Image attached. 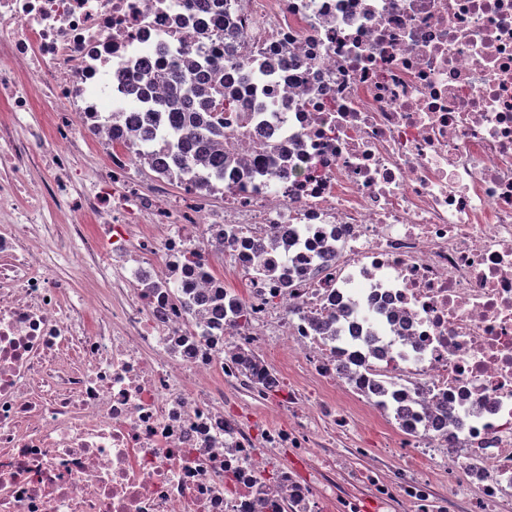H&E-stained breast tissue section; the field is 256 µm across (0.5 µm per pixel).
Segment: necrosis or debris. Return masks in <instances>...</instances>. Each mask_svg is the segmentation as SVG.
Wrapping results in <instances>:
<instances>
[{
  "label": "necrosis or debris",
  "mask_w": 512,
  "mask_h": 512,
  "mask_svg": "<svg viewBox=\"0 0 512 512\" xmlns=\"http://www.w3.org/2000/svg\"><path fill=\"white\" fill-rule=\"evenodd\" d=\"M510 499L512 0H0V512Z\"/></svg>",
  "instance_id": "4bbe7bcc"
}]
</instances>
